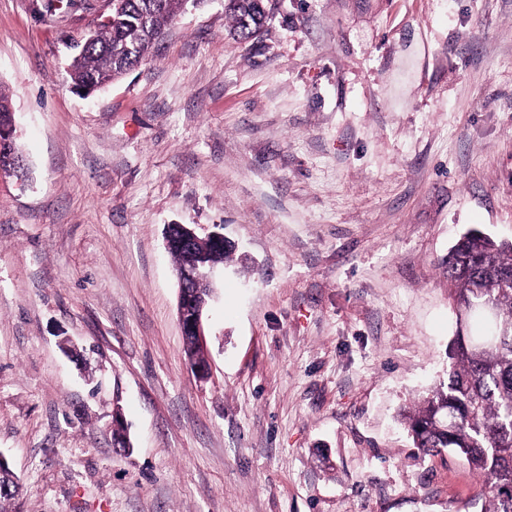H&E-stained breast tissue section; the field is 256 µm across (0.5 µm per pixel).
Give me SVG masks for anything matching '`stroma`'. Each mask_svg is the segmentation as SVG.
<instances>
[{"mask_svg": "<svg viewBox=\"0 0 512 512\" xmlns=\"http://www.w3.org/2000/svg\"><path fill=\"white\" fill-rule=\"evenodd\" d=\"M0 0V455L18 512H480L399 424L448 379V252L512 241V0H224L96 94L108 0ZM169 224L242 248L199 379ZM122 421H115V413ZM225 12L231 17L235 33L248 39L259 33L270 19L269 0H225Z\"/></svg>", "mask_w": 512, "mask_h": 512, "instance_id": "35a3bbf8", "label": "stroma"}]
</instances>
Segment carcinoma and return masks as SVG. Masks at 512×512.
<instances>
[{"mask_svg":"<svg viewBox=\"0 0 512 512\" xmlns=\"http://www.w3.org/2000/svg\"><path fill=\"white\" fill-rule=\"evenodd\" d=\"M203 0H112V12L74 56L69 76L78 87L102 86L146 61L168 25ZM269 0H225L235 33L248 39L271 14ZM457 336L449 347L448 381L402 414L414 446L464 458L486 486L482 512H512V242L465 232L448 254ZM492 298L489 321L471 310ZM17 481L0 466V512L13 510Z\"/></svg>","mask_w":512,"mask_h":512,"instance_id":"carcinoma-1","label":"carcinoma"}]
</instances>
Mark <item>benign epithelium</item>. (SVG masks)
<instances>
[{"label":"benign epithelium","mask_w":512,"mask_h":512,"mask_svg":"<svg viewBox=\"0 0 512 512\" xmlns=\"http://www.w3.org/2000/svg\"><path fill=\"white\" fill-rule=\"evenodd\" d=\"M165 244L168 250H194L201 238L189 224L165 226ZM217 264L193 263L178 273L177 313L182 335L191 338L197 346L205 344L204 314L214 296L213 272Z\"/></svg>","instance_id":"benign-epithelium-1"}]
</instances>
